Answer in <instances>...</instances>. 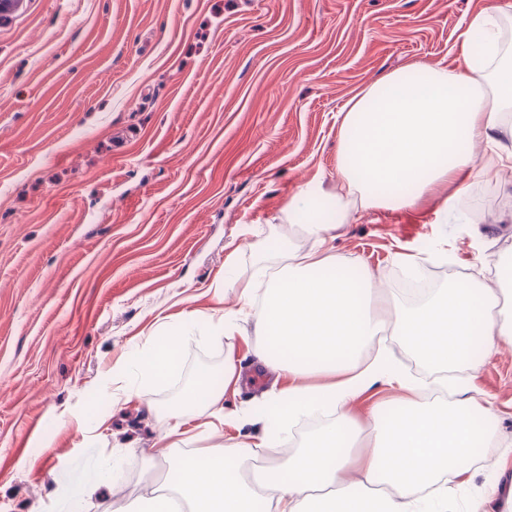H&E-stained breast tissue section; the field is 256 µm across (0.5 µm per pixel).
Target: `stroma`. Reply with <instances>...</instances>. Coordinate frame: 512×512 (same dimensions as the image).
I'll list each match as a JSON object with an SVG mask.
<instances>
[{
	"mask_svg": "<svg viewBox=\"0 0 512 512\" xmlns=\"http://www.w3.org/2000/svg\"><path fill=\"white\" fill-rule=\"evenodd\" d=\"M486 2L26 0L0 20V512H46L64 473L102 459L118 465L77 512L144 493L197 367L234 354L230 410L269 390L250 344L208 332L235 303L216 283L249 277L251 243L287 234L278 216L299 185L335 184L343 104L409 63L454 62ZM484 184L496 202L466 223H435L433 196L362 213L334 247L386 285L394 253L438 241L452 278L494 270L512 253V168L474 175L465 200ZM187 311L181 366L150 386L152 407L116 396L113 376ZM453 379L474 381L496 427L448 512H512L485 493L494 472L512 481V353Z\"/></svg>",
	"mask_w": 512,
	"mask_h": 512,
	"instance_id": "obj_1",
	"label": "stroma"
}]
</instances>
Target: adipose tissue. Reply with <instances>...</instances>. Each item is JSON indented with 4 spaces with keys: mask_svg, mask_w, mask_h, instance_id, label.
Instances as JSON below:
<instances>
[{
    "mask_svg": "<svg viewBox=\"0 0 512 512\" xmlns=\"http://www.w3.org/2000/svg\"><path fill=\"white\" fill-rule=\"evenodd\" d=\"M512 0H489L469 20L456 64L413 62L365 86L341 110L336 186L310 181L281 211L286 238L255 243L257 268L225 280L238 309L211 325L221 337L242 335V315L254 319V357L274 378L271 389L239 413L224 409V389L240 384L233 355L224 383L199 373L154 449L168 462L161 485L139 498L114 500L112 512H448L456 486L469 480L472 460L493 434L495 408L470 383L453 404L427 401L426 383L404 374L390 349L398 343L434 371L512 347V289L472 278L452 282L410 305L357 259L336 253L338 229L371 209L416 207L450 186L435 213L457 222L452 207L466 190L479 155L512 163L503 145L512 112V43L504 22ZM313 240L302 249L301 240ZM179 339L149 336L133 368L144 379L165 378L178 366ZM394 391L359 423L356 399L378 385ZM330 414L289 455L282 435L300 419ZM202 437L224 425L239 433L227 445L178 451L188 415ZM107 466L66 479L59 493L75 508L107 482ZM453 483H445L444 475Z\"/></svg>",
    "mask_w": 512,
    "mask_h": 512,
    "instance_id": "adipose-tissue-1",
    "label": "adipose tissue"
}]
</instances>
